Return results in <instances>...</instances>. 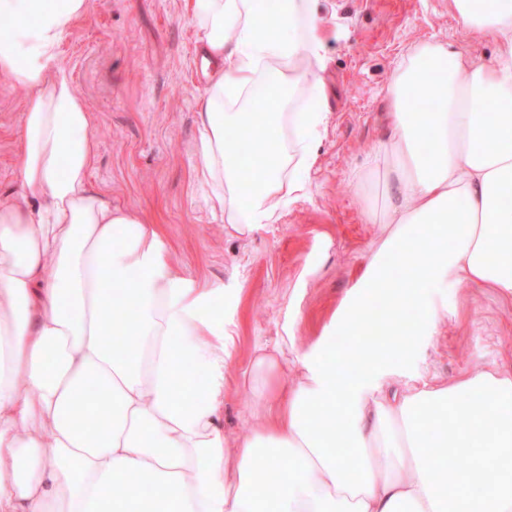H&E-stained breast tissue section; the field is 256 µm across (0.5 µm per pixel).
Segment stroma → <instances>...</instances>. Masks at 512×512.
Returning <instances> with one entry per match:
<instances>
[{
  "label": "stroma",
  "instance_id": "stroma-1",
  "mask_svg": "<svg viewBox=\"0 0 512 512\" xmlns=\"http://www.w3.org/2000/svg\"><path fill=\"white\" fill-rule=\"evenodd\" d=\"M316 25L326 122L308 190L250 235L212 211L194 179L207 78L188 0H88L59 48V64L92 115V187L154 224L185 278L224 291L225 325L235 338L222 416L230 441L262 412L250 381L258 349L290 331L300 350L352 352L324 327L392 230L377 186L383 175L369 162L390 133L389 88L401 62L434 41L479 64L496 53L493 41L475 40L448 0H317ZM26 96L0 78V197L15 188ZM293 299L300 312L291 323ZM510 365L512 299L462 283L448 291L438 334L396 356L384 387Z\"/></svg>",
  "mask_w": 512,
  "mask_h": 512
}]
</instances>
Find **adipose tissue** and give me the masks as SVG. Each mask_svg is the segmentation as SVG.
I'll use <instances>...</instances> for the list:
<instances>
[{"instance_id":"ef3b65f1","label":"adipose tissue","mask_w":512,"mask_h":512,"mask_svg":"<svg viewBox=\"0 0 512 512\" xmlns=\"http://www.w3.org/2000/svg\"><path fill=\"white\" fill-rule=\"evenodd\" d=\"M449 6L496 56L419 45L389 88L392 134L371 166L396 172L382 189L393 230L327 326L360 335L365 298L381 297L389 327L361 353L366 380L350 378L347 358L310 351L286 387L281 346L261 349L263 412L230 443L223 289L194 286L155 229L90 184L91 114L57 64L88 0H0V76L27 91L18 193L0 200V512H512V368L382 383L392 355L437 334L432 289L468 282L512 298V0ZM190 9L209 67L195 179L251 234L306 190L324 127L314 0ZM416 89L432 111L411 109ZM245 127L257 147L238 157L232 134ZM268 140L281 151L262 153ZM407 267L421 277L403 279ZM121 313L132 326L118 349L107 338ZM437 445L468 467L449 473L428 453Z\"/></svg>"}]
</instances>
